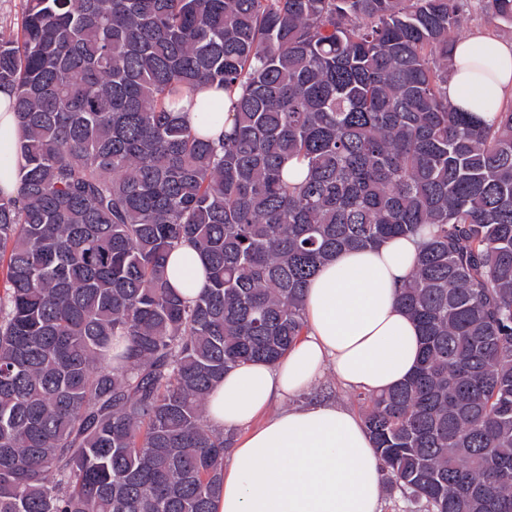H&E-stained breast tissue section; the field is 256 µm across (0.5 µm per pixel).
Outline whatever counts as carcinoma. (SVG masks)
Instances as JSON below:
<instances>
[{
	"label": "carcinoma",
	"instance_id": "cac0c4a2",
	"mask_svg": "<svg viewBox=\"0 0 512 512\" xmlns=\"http://www.w3.org/2000/svg\"><path fill=\"white\" fill-rule=\"evenodd\" d=\"M512 24V0H480ZM459 0H24L0 194V512H214L206 403L347 250L422 244L419 365L358 395L399 512H512V107L448 106ZM224 89L215 145L174 109ZM306 161L288 182L283 163ZM208 264L196 298L168 254ZM14 91L0 87V191L5 196H14L18 186V164L16 143L22 136L15 112L11 110ZM169 281L184 300L194 298L206 282V262L190 246H181L167 260Z\"/></svg>",
	"mask_w": 512,
	"mask_h": 512
}]
</instances>
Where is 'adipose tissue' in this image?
<instances>
[{
	"mask_svg": "<svg viewBox=\"0 0 512 512\" xmlns=\"http://www.w3.org/2000/svg\"><path fill=\"white\" fill-rule=\"evenodd\" d=\"M448 104L481 122L495 121L512 99V42L483 32L451 48ZM14 92L0 87V194H16L15 147L22 128ZM223 90L205 88L178 107L180 119L218 143L231 123L202 104H223ZM420 249L416 238L344 251L320 267L306 297L307 329L276 364L251 362L228 371L206 415L218 429L239 430L216 512H380L384 469L361 420L331 402L291 405L333 373L346 386L378 393L407 380L421 337L398 306ZM169 281L181 298L206 282V262L190 246L170 253Z\"/></svg>",
	"mask_w": 512,
	"mask_h": 512,
	"instance_id": "ef3b65f1",
	"label": "adipose tissue"
}]
</instances>
